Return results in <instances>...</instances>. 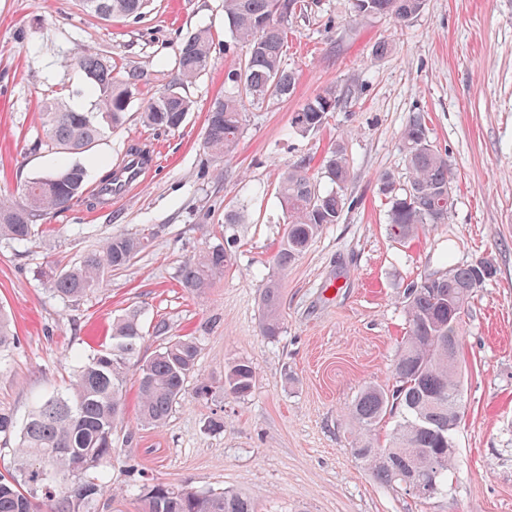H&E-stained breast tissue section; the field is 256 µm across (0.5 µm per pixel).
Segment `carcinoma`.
I'll list each match as a JSON object with an SVG mask.
<instances>
[{
  "instance_id": "1",
  "label": "carcinoma",
  "mask_w": 512,
  "mask_h": 512,
  "mask_svg": "<svg viewBox=\"0 0 512 512\" xmlns=\"http://www.w3.org/2000/svg\"><path fill=\"white\" fill-rule=\"evenodd\" d=\"M85 6L107 20L137 19L148 0H83ZM300 0H224V16L231 36L242 51L239 67L229 71L233 87L207 112L204 146L222 157L231 153L243 130L244 100L260 104L287 97L295 74L284 66L287 26ZM360 20L389 16L398 23L416 17L424 0H354ZM213 46L209 30L190 34L174 55L177 84L195 81L206 69ZM75 65L86 77L92 97L88 110H75L54 97L43 103L40 145L69 154L91 151L103 137L120 129L139 91V74L114 73L112 59L88 50ZM339 95L327 88L308 101L294 120L296 127H318L325 114L336 109ZM192 101L175 87L152 97L143 107L149 126L175 130L187 118ZM407 162L406 188L391 199L388 214L391 237L406 239L427 224H444L453 201V174L448 160L427 140L426 126L418 117L408 121L400 135ZM338 190L325 193L303 167L281 172L278 196L287 214L282 244L273 256L280 272L303 255L326 224H336L346 205L339 192L350 177L345 148L338 144L325 165ZM89 180L88 168L74 162L35 177L24 186L23 200H0V238L22 242L34 236L38 217L78 200ZM145 247L142 237L116 234L101 249L88 254L68 270L40 269L52 293L62 302H75L100 287L104 274L121 270ZM231 254L222 244L207 247L184 263L180 281L190 292L209 287L224 275ZM480 287L473 265H451L438 277H422L405 291L409 331L393 364L395 385L365 387L349 409L359 431L354 455L384 485L409 484L414 475L433 485L432 495L448 491V471L454 467V438L463 409L458 359L460 328L465 305ZM261 332L275 337L282 329L281 291L273 278L262 299ZM15 332L0 308V353L14 343ZM142 329L131 315L112 324L111 342L91 356L74 355L78 366L65 392L40 399L25 423L0 412V436L19 432L13 467L0 473V512H80L85 500L110 487L106 476L82 481L81 475L99 459L112 454V436L123 419V386L127 363L136 357ZM196 341L179 336L169 340L139 366L138 420L159 426L196 380L195 395L209 399L216 387L197 373ZM256 371L238 362L225 372L221 391L249 396ZM401 413L388 445L375 444L372 432L388 415ZM142 512H256L250 499L237 493H211L189 488L152 486L141 496Z\"/></svg>"
}]
</instances>
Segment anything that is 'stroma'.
<instances>
[{
	"label": "stroma",
	"instance_id": "stroma-1",
	"mask_svg": "<svg viewBox=\"0 0 512 512\" xmlns=\"http://www.w3.org/2000/svg\"><path fill=\"white\" fill-rule=\"evenodd\" d=\"M288 25L290 96L246 104L243 133L224 157L204 146L206 114L228 90L241 55L224 20V0H150L139 19L104 20L80 0H0V198L21 200L28 180L72 163L39 145L40 107L64 87L82 86L74 61L101 49L117 72L143 71L122 129L84 157L93 180L68 208L43 216L28 242L0 239V305L16 340L0 361V410L24 419L36 400L62 389L76 364L107 342L112 323L137 313L146 334L140 360L174 336L196 338L198 370L213 385L238 361L256 386L238 398L186 392L166 422L136 416L137 371L128 369L125 419L111 457L89 471L111 492L81 512H141L148 487L165 484L250 498L257 512H512V0H425L417 17L355 18L353 0H302ZM210 30V61L183 92L194 103L181 127L158 131L140 118L145 101L173 84L182 39ZM389 51L373 57L378 42ZM342 93L323 124L302 132L295 113L323 89ZM448 157L456 181L443 224L398 242L387 230L390 198L380 177L403 186L399 136L410 117ZM158 145L142 187L104 200L94 180L118 167L129 146ZM350 161L347 203L285 273L272 258L285 229L277 195L281 170L306 166L331 190L322 161L336 144ZM232 211L240 224H225ZM153 233L99 289L62 303L40 268L67 269L115 234ZM229 242L232 264L199 292L179 283L184 261ZM484 259L495 276L463 317L459 359L464 417L456 436L451 494L422 500L381 485L353 454L348 411L367 385L393 382L392 360L407 334L404 292L417 278ZM282 288V332L261 334L262 290ZM223 417L224 428L208 422Z\"/></svg>",
	"mask_w": 512,
	"mask_h": 512
}]
</instances>
